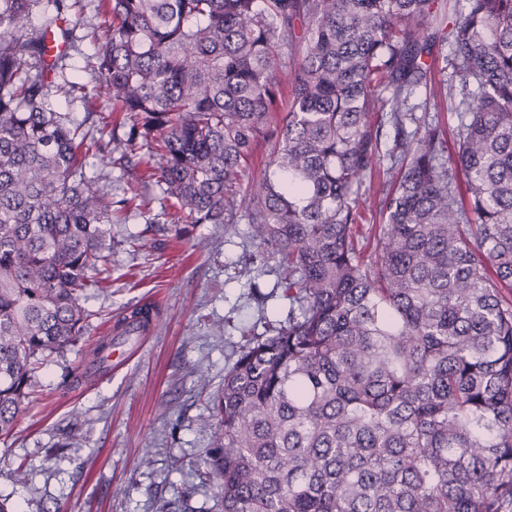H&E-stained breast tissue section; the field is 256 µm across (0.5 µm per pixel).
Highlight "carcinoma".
I'll return each instance as SVG.
<instances>
[{"label":"carcinoma","mask_w":512,"mask_h":512,"mask_svg":"<svg viewBox=\"0 0 512 512\" xmlns=\"http://www.w3.org/2000/svg\"><path fill=\"white\" fill-rule=\"evenodd\" d=\"M106 10L90 86L45 63L73 10ZM450 45L459 124L415 117ZM295 57L283 119L279 69ZM103 99L104 139L54 106ZM415 123L407 131L406 122ZM375 259L356 201L387 128ZM265 142L263 177H250ZM155 145L185 224L244 214L285 320L208 400L220 512H512V0H0V439L35 373L82 336L112 256L89 160Z\"/></svg>","instance_id":"obj_1"}]
</instances>
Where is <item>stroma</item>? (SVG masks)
Returning a JSON list of instances; mask_svg holds the SVG:
<instances>
[{
    "label": "stroma",
    "mask_w": 512,
    "mask_h": 512,
    "mask_svg": "<svg viewBox=\"0 0 512 512\" xmlns=\"http://www.w3.org/2000/svg\"><path fill=\"white\" fill-rule=\"evenodd\" d=\"M70 49L71 76L91 81L109 21L86 9ZM143 210L113 211L108 290L73 346L38 370L12 437L0 440V500L14 512H214L217 493L202 455L216 420L199 380L224 384L251 327L285 319L269 298L276 274H258L246 222L198 224L178 239L172 199L156 181L138 186ZM257 281L267 301L249 293ZM153 326L132 339L119 370L91 375L90 350L141 303ZM26 471L17 480L16 468Z\"/></svg>",
    "instance_id": "obj_1"
}]
</instances>
